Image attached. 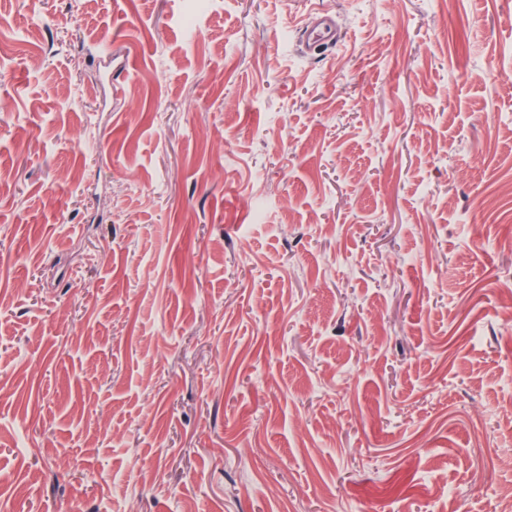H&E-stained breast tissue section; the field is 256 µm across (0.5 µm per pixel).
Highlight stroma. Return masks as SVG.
<instances>
[{
  "instance_id": "35a3bbf8",
  "label": "stroma",
  "mask_w": 512,
  "mask_h": 512,
  "mask_svg": "<svg viewBox=\"0 0 512 512\" xmlns=\"http://www.w3.org/2000/svg\"><path fill=\"white\" fill-rule=\"evenodd\" d=\"M0 69V512L512 499V0H0Z\"/></svg>"
}]
</instances>
